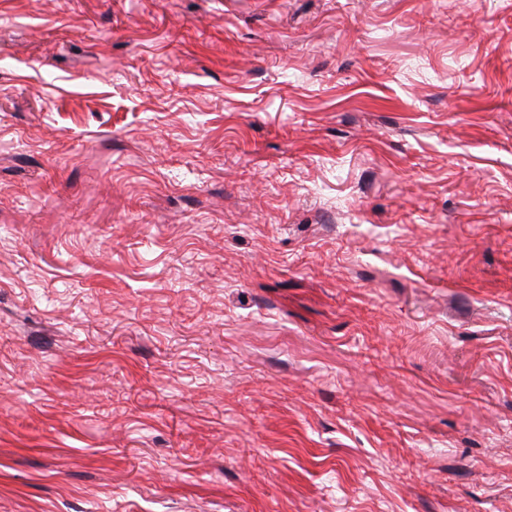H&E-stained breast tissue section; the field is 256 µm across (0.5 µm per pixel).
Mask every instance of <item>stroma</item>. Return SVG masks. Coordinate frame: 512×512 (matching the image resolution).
Listing matches in <instances>:
<instances>
[{
  "mask_svg": "<svg viewBox=\"0 0 512 512\" xmlns=\"http://www.w3.org/2000/svg\"><path fill=\"white\" fill-rule=\"evenodd\" d=\"M0 512H512V0H0Z\"/></svg>",
  "mask_w": 512,
  "mask_h": 512,
  "instance_id": "stroma-1",
  "label": "stroma"
}]
</instances>
